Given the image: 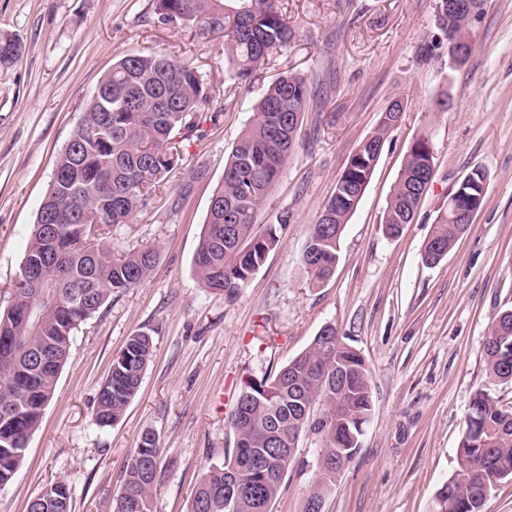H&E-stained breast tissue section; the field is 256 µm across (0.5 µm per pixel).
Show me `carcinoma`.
Here are the masks:
<instances>
[{
  "label": "carcinoma",
  "mask_w": 512,
  "mask_h": 512,
  "mask_svg": "<svg viewBox=\"0 0 512 512\" xmlns=\"http://www.w3.org/2000/svg\"><path fill=\"white\" fill-rule=\"evenodd\" d=\"M280 0H156L163 24L183 28L204 25L223 33L229 78L250 83L274 51L294 38ZM462 14L448 24V2L438 0L436 23L448 40L469 25ZM20 47L0 38V64L12 63ZM99 97L86 111L59 154L48 191L38 209L24 259L41 258L46 283H58L57 298L42 305L40 289L14 284L0 308V491L14 480L44 406L53 398L74 333L112 299L142 285L158 261L154 246L116 255L106 229L125 224L178 167L175 138L190 140L199 127L215 121L207 115L210 85L190 63L165 55L134 53L112 65L98 81ZM327 99L307 78L284 72L261 89L252 118L240 132L224 165V178L212 197L194 254L203 287L228 299L246 287L278 244V225L256 229L258 209L279 181L299 146L304 114L322 112ZM394 104L380 117L374 141L381 143L401 118ZM427 136L415 137L407 151L383 215L388 237L401 234L422 194L421 161ZM379 159L374 147L348 162L314 224L301 256L312 284L328 281L339 260L340 241L359 192L369 183ZM202 172L185 173L174 206L191 194ZM468 225L437 216L422 254L449 253ZM490 376L512 381V311H503L489 327ZM154 353L151 336L136 333L112 360L94 407L95 421L107 427L123 416L137 395ZM342 366L345 401L336 400V366ZM228 416L234 448L224 463L208 467L192 489L190 512H273L281 486L292 470L300 437L310 428L304 408L326 420L317 435L319 451L302 512L326 502L341 472L338 448L361 447L364 426L373 411L369 369L361 354L343 344L336 327L316 334L308 347L276 373L250 380ZM457 449V470L446 482L448 512H486L492 479H512V411L482 390L475 393ZM161 457L156 438L141 435L121 470L113 512H153V492ZM51 492L27 512H70L67 482L48 483Z\"/></svg>",
  "instance_id": "cac0c4a2"
}]
</instances>
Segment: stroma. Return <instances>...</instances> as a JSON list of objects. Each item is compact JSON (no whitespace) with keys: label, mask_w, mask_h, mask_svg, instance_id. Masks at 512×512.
<instances>
[{"label":"stroma","mask_w":512,"mask_h":512,"mask_svg":"<svg viewBox=\"0 0 512 512\" xmlns=\"http://www.w3.org/2000/svg\"><path fill=\"white\" fill-rule=\"evenodd\" d=\"M437 0H281L296 37L269 57L253 87L225 80L224 37L159 22L154 0H0V37L21 46L0 64V304L7 303L59 153L98 80L135 53L192 62L211 87L200 137L180 147L181 167L128 223L112 248L157 247L141 286L114 298L75 333L52 400L0 512H25L51 480L65 479L71 512H112L120 473L142 433L162 448L153 512H189L207 467L234 439L226 419L247 379H261L335 325L369 365L374 413L356 457L338 475L325 512H436V494L457 469V447L477 390L512 410V382L490 377L485 340L512 308V0H484L469 31L472 51L448 66L435 24ZM293 71L322 83L328 105L306 113L303 148L262 203L258 225L279 223V243L234 299L202 288L194 254L211 195L259 87ZM450 93L452 107L431 111ZM404 112L346 224L327 283L309 284L300 264L308 228L359 145L395 100ZM318 136H311L313 122ZM428 133L435 173L411 224L387 237L382 219L408 148ZM202 179L172 211L183 170ZM485 202L439 264L421 252L448 195L474 167ZM155 353L124 416L97 426L94 405L113 357L133 334ZM317 445L303 438L298 469L273 512H301Z\"/></svg>","instance_id":"1"}]
</instances>
